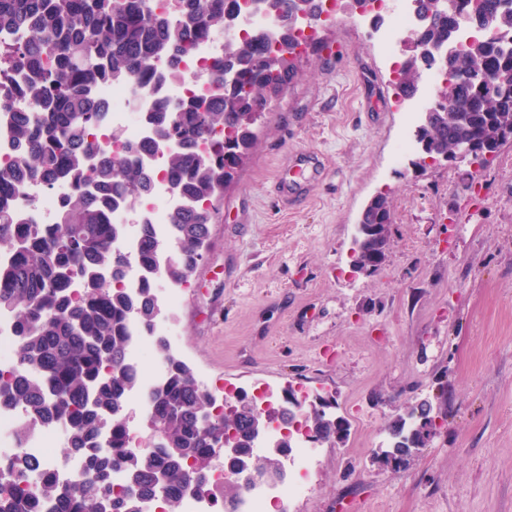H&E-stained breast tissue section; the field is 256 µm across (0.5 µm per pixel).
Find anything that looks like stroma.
<instances>
[{"mask_svg":"<svg viewBox=\"0 0 512 512\" xmlns=\"http://www.w3.org/2000/svg\"><path fill=\"white\" fill-rule=\"evenodd\" d=\"M346 8L265 113L210 226L172 323L195 374L243 388L298 380L350 425L299 512H512V142L484 165L395 166L403 123L387 65ZM325 168L296 205L275 181L299 155ZM389 191L374 275L353 268L361 214ZM420 397L435 436L405 470L373 457Z\"/></svg>","mask_w":512,"mask_h":512,"instance_id":"1","label":"stroma"}]
</instances>
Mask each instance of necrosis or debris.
Instances as JSON below:
<instances>
[{"label": "necrosis or debris", "mask_w": 512, "mask_h": 512, "mask_svg": "<svg viewBox=\"0 0 512 512\" xmlns=\"http://www.w3.org/2000/svg\"><path fill=\"white\" fill-rule=\"evenodd\" d=\"M358 18L367 33L377 39L383 49L389 64L390 80H397L404 58L402 36L420 24L415 0H367ZM272 28L271 20L251 2L243 9L232 29L198 42L192 50L178 56L175 64L177 78H164L147 89L131 82L100 85L97 94L106 101L107 109L105 119L96 126L97 139L106 144L113 155H123L125 142L149 137L144 115L153 111L159 101L185 100L206 94L212 63L221 54L225 40L242 36L247 31L268 32ZM116 129L124 133V141H113L112 132ZM67 194L68 190L64 187L51 191L41 184L26 182L21 185L13 207L21 219L32 218L38 223L48 224L62 208ZM182 203V197L172 192L167 180L160 177L154 184L151 196L138 211H113V223L126 227L118 246L131 258L124 280L128 289L136 291L142 286V273L134 260L140 224L149 222L159 240L168 242L171 238L169 215ZM170 333L171 329L164 321L156 322L150 329L136 323L129 326L128 360L136 367L139 378L136 389L129 394L128 399L139 407H146L149 391L166 377L164 367L149 370L145 368L144 362L148 354L153 352L155 340ZM199 383L214 394L215 403L221 410L230 409L239 395L244 393L261 410L270 409L275 402L274 392L264 383L244 390L229 382L213 380L207 375L201 377ZM285 391L297 405L292 420L287 422L279 416H271L264 438L254 447L255 454L260 455L269 445L288 443L284 474L277 481L252 478L235 505L237 512H292L294 506L308 496L313 478L323 461L324 453L306 423L303 406L307 391L304 384H289ZM20 417V411L0 409V467L7 464L17 452L23 451L38 458L58 480H75L81 474L84 462L79 458H56L53 449L58 443L59 427L40 429L21 444L15 437Z\"/></svg>", "instance_id": "obj_1"}]
</instances>
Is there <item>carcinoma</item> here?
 Returning <instances> with one entry per match:
<instances>
[{
  "label": "carcinoma",
  "mask_w": 512,
  "mask_h": 512,
  "mask_svg": "<svg viewBox=\"0 0 512 512\" xmlns=\"http://www.w3.org/2000/svg\"><path fill=\"white\" fill-rule=\"evenodd\" d=\"M179 2L182 19L152 13L149 0H0V73L19 79V97L0 96V110L19 98L31 105L0 131L15 149L0 165V246L12 253L10 264L0 267V311L15 313L18 336L15 366L0 370V402L22 411L18 441L48 421H61L68 451L85 461L81 479L64 483L40 460L15 455L0 472V512H41L43 506L49 512H144L143 502L153 497L162 499L165 512H180L181 494L205 486L228 429L234 430L235 450L225 458L231 477L218 490L224 506L245 490L243 476L278 470L275 452L253 453L264 413L245 395L228 413H212L213 396L163 340L155 351L167 378L149 392L145 413L152 436L134 449L123 435L127 396L137 384L127 361L129 323L149 328L163 306L151 283L135 294L122 284L127 255L114 242L124 225L110 223L108 215L129 206L135 192L149 195L154 173L140 155L166 143L144 141L133 146L137 157L116 160L90 139V128L105 117L95 96L100 84L150 86L159 74L156 60L173 63L208 34L224 32V20L240 7L238 0ZM501 2L479 0L469 22L512 30V9H501ZM426 15L431 20L408 34L400 87L418 89L424 63L442 48L448 80L420 119L418 143L444 161L459 144L470 143L482 161L512 142V47L475 38L450 48L456 17L436 6ZM269 48L265 37L250 33L224 43V56L215 61L222 93L205 101H164L150 113L154 133L177 143L164 154L166 179L186 204L169 216L167 249L153 225H139L137 259L148 276L160 271L173 284L187 283L203 259L224 187L255 145L257 105L271 110L299 76L296 58L282 55L272 63ZM457 106L467 112L463 123L451 115ZM24 179L49 189L73 181L76 191L54 223L24 222L9 204ZM392 210L388 192L368 203L363 223L379 231L355 264L385 261ZM76 280L81 288L73 293ZM433 417L434 404L424 398L393 419L387 427L391 447L376 454L380 466H408L428 444L424 428ZM310 425L315 439L330 448L348 431L346 420L316 407ZM114 470L127 478L117 495L110 484Z\"/></svg>",
  "instance_id": "carcinoma-1"
}]
</instances>
